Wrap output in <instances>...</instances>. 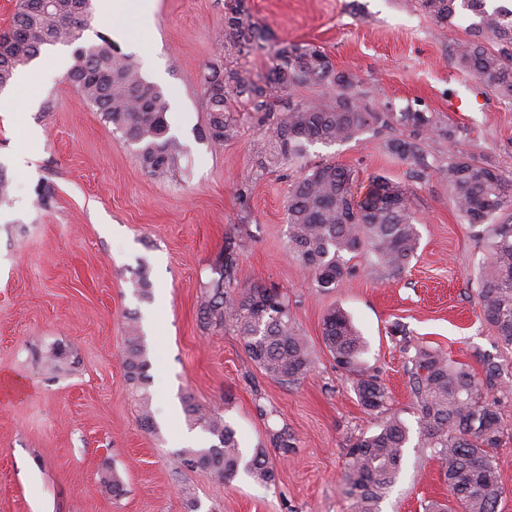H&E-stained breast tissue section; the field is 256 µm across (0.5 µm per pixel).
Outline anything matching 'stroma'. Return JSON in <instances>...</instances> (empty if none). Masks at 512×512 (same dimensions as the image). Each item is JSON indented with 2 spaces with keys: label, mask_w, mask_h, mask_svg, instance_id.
Returning a JSON list of instances; mask_svg holds the SVG:
<instances>
[{
  "label": "stroma",
  "mask_w": 512,
  "mask_h": 512,
  "mask_svg": "<svg viewBox=\"0 0 512 512\" xmlns=\"http://www.w3.org/2000/svg\"><path fill=\"white\" fill-rule=\"evenodd\" d=\"M224 3L153 0L150 17L125 18L121 37L97 9L84 33L88 43L111 38L164 90L170 133L185 149L182 174L153 176L135 147L81 101L63 75L71 47L49 49L61 72L11 89L21 103L0 114V175L11 184L9 201L0 203V512H189L192 500L198 512H354L342 479L348 445L383 416L362 405L324 344L323 318L333 308L363 336L364 364L387 386L390 413L413 429L380 512H422L450 494L414 432L419 407L405 344L441 350L477 372L487 358L512 363V349L479 317L476 264L486 249L445 184L412 186L421 242L402 275L369 270L359 255L341 288L325 293L286 254V203L300 168L259 166L267 142L260 113H240L236 136L224 143L205 135L209 67L257 81L279 49L311 43L336 70L357 77L370 105L415 101L439 125L453 126L455 139H422L428 159L444 163L465 151L512 181V99L475 79L454 54L470 37L468 20L440 28L417 0H247L250 21L276 39L244 58L222 45ZM458 96L478 100L480 110L449 111ZM392 135L369 130L318 144L308 161L351 168L362 191L377 175L403 182L410 164L385 149ZM41 194L47 205L38 204ZM230 233L246 243L239 287L278 286L307 339L312 371L295 385L266 377L230 322L199 318L201 287ZM143 267L147 301L135 290ZM159 309L164 318L143 331L149 430L125 377L124 324ZM188 395L219 410L245 452L265 449L274 483L173 471ZM492 400L505 425L497 512H512V399L496 393ZM283 428L295 440L286 457L272 443ZM107 473L120 479L121 495L103 484Z\"/></svg>",
  "instance_id": "1"
}]
</instances>
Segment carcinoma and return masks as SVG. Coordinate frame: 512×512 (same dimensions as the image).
Wrapping results in <instances>:
<instances>
[{"instance_id": "cac0c4a2", "label": "carcinoma", "mask_w": 512, "mask_h": 512, "mask_svg": "<svg viewBox=\"0 0 512 512\" xmlns=\"http://www.w3.org/2000/svg\"><path fill=\"white\" fill-rule=\"evenodd\" d=\"M20 0L10 26L0 30V91L17 72L39 57L43 48L72 45L82 39L91 20V0ZM421 10L443 29L456 26L460 15L473 17L471 39L456 46L458 63L500 96L512 99V8H487L486 0H418ZM246 0H228L224 15V47L247 57L274 38L273 32L245 21ZM66 80L84 101L96 108L121 138L137 146L141 163L154 176L175 172L183 145L169 134V102L163 89L147 80L137 64L106 38L75 53ZM336 87L329 104L319 100L290 102L273 114V106L290 87ZM209 114L207 137L222 143L234 136L236 104L245 103L269 121L267 150L261 166L300 162L310 147L335 145L375 127L408 131L387 143L389 152L414 165L409 178L432 176L448 185L456 208L472 227H483L488 255L478 269L480 316L500 342L512 347V224L494 220L512 209V183L475 156L460 153L448 162L429 163L420 142L435 132L452 140L453 127H442L428 113L408 104L399 109L364 103L366 93L355 78L339 72L313 45H291L275 53L265 79L254 82L235 69H209L203 79ZM409 185L378 176L358 194L354 171L334 162L313 165L292 185L288 196V255L324 292L333 291L351 275L349 259L369 257V266L392 276L402 274L416 254L420 233L412 212ZM241 238L225 242L218 262L203 284L199 315L203 321L229 319L242 336L249 358L268 378L295 384L311 371L307 340L293 322L285 294L266 284L240 288L234 271ZM324 341L336 365L355 377V390L369 410H384L387 388L363 367L365 342L347 315L332 309L323 319ZM409 378L419 406L418 435L433 449L461 512H496L503 494L497 450L504 435L487 391L503 382L508 366L487 361L483 375L448 360L437 349L414 348ZM123 367L140 396L142 423L154 428L150 395L141 388L147 367L139 321L127 318ZM188 420L208 433V448H182L171 459L184 467L219 473L230 480L243 471L256 483L275 481L266 452L244 455L235 430L216 410H206L187 396ZM410 429L396 415L378 429L348 445L343 480L354 499V512H380L379 503L401 470Z\"/></svg>"}]
</instances>
